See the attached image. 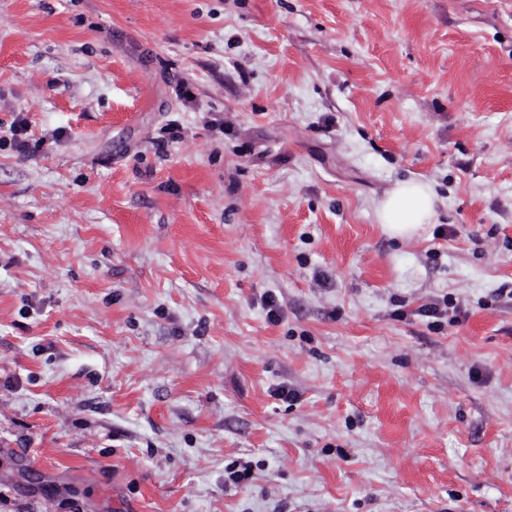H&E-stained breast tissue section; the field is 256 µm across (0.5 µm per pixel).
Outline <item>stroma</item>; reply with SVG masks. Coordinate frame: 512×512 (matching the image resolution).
Instances as JSON below:
<instances>
[{
  "instance_id": "stroma-1",
  "label": "stroma",
  "mask_w": 512,
  "mask_h": 512,
  "mask_svg": "<svg viewBox=\"0 0 512 512\" xmlns=\"http://www.w3.org/2000/svg\"><path fill=\"white\" fill-rule=\"evenodd\" d=\"M0 512H512V0H0ZM437 197L423 181L397 183L376 205L378 224L390 237L410 240L436 215ZM448 308H452L454 312V316L451 317V320H458L460 311H458L452 303L448 302V296H444L442 301L435 299L421 304L416 309V313L422 317L442 319L444 316L448 317Z\"/></svg>"
}]
</instances>
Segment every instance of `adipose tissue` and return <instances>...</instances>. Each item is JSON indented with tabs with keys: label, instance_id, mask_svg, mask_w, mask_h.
Listing matches in <instances>:
<instances>
[{
	"label": "adipose tissue",
	"instance_id": "1",
	"mask_svg": "<svg viewBox=\"0 0 512 512\" xmlns=\"http://www.w3.org/2000/svg\"><path fill=\"white\" fill-rule=\"evenodd\" d=\"M437 197L429 183L396 184L376 206L377 221L390 237L410 240L436 215Z\"/></svg>",
	"mask_w": 512,
	"mask_h": 512
}]
</instances>
